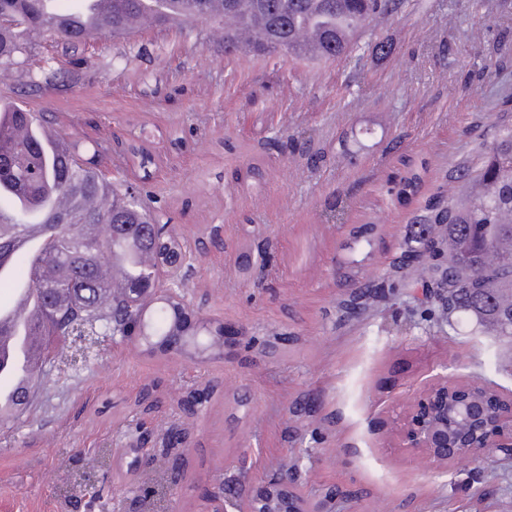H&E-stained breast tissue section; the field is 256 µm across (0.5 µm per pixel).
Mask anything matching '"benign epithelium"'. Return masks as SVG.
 I'll return each instance as SVG.
<instances>
[{
	"label": "benign epithelium",
	"mask_w": 512,
	"mask_h": 512,
	"mask_svg": "<svg viewBox=\"0 0 512 512\" xmlns=\"http://www.w3.org/2000/svg\"><path fill=\"white\" fill-rule=\"evenodd\" d=\"M445 243L435 239L420 250L400 256V263L430 264ZM189 255L160 267L169 287L161 292L176 295L172 285L185 276ZM223 337H212L211 349L201 352L186 348L167 350L169 354H188L205 360L223 355ZM408 447L428 461L445 466H464L476 460L494 463L500 458L512 460V399L504 400L484 385L473 382L460 386L441 376L424 393L411 417L406 434ZM146 448L140 441L121 449L120 460L127 470H143ZM206 512H334L336 491L328 490L318 498L306 496L291 476L269 478L243 496L235 505L224 498L222 484L211 482L205 489Z\"/></svg>",
	"instance_id": "benign-epithelium-1"
}]
</instances>
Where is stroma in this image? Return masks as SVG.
<instances>
[{
  "mask_svg": "<svg viewBox=\"0 0 512 512\" xmlns=\"http://www.w3.org/2000/svg\"><path fill=\"white\" fill-rule=\"evenodd\" d=\"M357 45L325 63L229 54L203 23L74 53L36 39L0 104L49 113L53 132L100 145L108 181L147 192L193 256L188 302L229 334L206 362L107 338L67 374L46 367L0 429V512H143L145 485L118 481V461L86 467L138 435L175 472L180 512H201L211 477L237 499L287 463L309 496L336 487V512H512V464L445 468L399 436L440 375L512 397V337L390 289L421 276L394 265L428 198L461 199L450 170L476 169L492 126L512 123V0H403ZM47 61L74 79L30 89ZM134 145L147 166L128 161ZM405 158L427 167L406 202L387 193ZM362 284L365 310L344 313ZM205 385L199 419L178 421ZM177 426L188 448L168 447Z\"/></svg>",
  "mask_w": 512,
  "mask_h": 512,
  "instance_id": "stroma-1",
  "label": "stroma"
}]
</instances>
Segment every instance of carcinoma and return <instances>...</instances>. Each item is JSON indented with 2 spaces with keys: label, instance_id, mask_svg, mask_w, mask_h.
Instances as JSON below:
<instances>
[{
  "label": "carcinoma",
  "instance_id": "1",
  "mask_svg": "<svg viewBox=\"0 0 512 512\" xmlns=\"http://www.w3.org/2000/svg\"><path fill=\"white\" fill-rule=\"evenodd\" d=\"M51 2L58 0H0V10L22 22L0 26V74H10L37 37L76 51L94 38L130 35L132 19L144 11L154 27L177 15L183 26H221L229 52L245 46L268 54L280 45L301 60L334 61L354 51L350 32L366 29L374 16L400 5V0H112L111 16L92 31L73 20L50 25ZM241 28H256L262 38L243 43ZM44 129L18 105L0 109V284L23 286L36 297V323L19 333L33 337L40 353L21 395L8 408L0 405L1 427L31 407L41 385L40 367L68 357L67 337L113 336L130 309L146 311L143 346L150 353L163 349L171 336L205 349L199 337L222 331L171 297L148 308L147 294L131 293L149 285L180 244L162 233L167 223L143 204L140 190L108 183L93 161L80 160L81 142L49 139ZM402 165L399 198L415 193L426 172L423 163ZM453 173L468 177L460 167ZM434 224L443 225L447 242L448 313L467 314L499 336H512L497 308L498 297L512 293V125L494 129L463 200L450 204L435 196L428 213L417 219L414 242H427ZM33 229L39 236L32 247L14 248V239Z\"/></svg>",
  "mask_w": 512,
  "mask_h": 512
}]
</instances>
